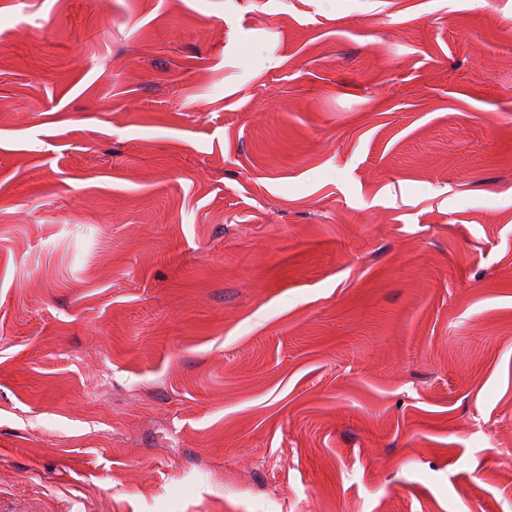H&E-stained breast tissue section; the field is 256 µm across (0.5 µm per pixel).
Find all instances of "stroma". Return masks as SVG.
Returning <instances> with one entry per match:
<instances>
[{
  "instance_id": "stroma-1",
  "label": "stroma",
  "mask_w": 512,
  "mask_h": 512,
  "mask_svg": "<svg viewBox=\"0 0 512 512\" xmlns=\"http://www.w3.org/2000/svg\"><path fill=\"white\" fill-rule=\"evenodd\" d=\"M0 512H512V0H0Z\"/></svg>"
}]
</instances>
